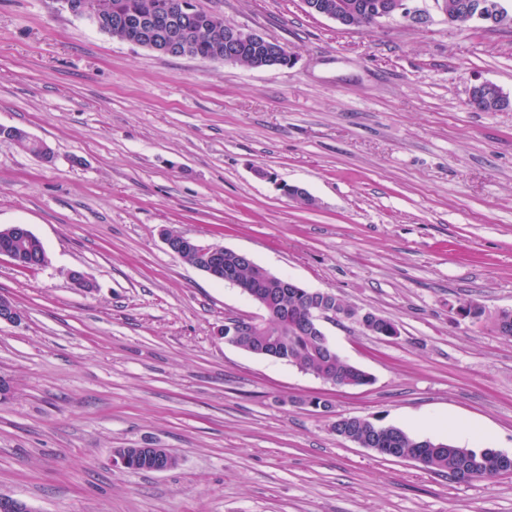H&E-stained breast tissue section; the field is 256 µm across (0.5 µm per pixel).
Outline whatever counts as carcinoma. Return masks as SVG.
Returning <instances> with one entry per match:
<instances>
[{
    "mask_svg": "<svg viewBox=\"0 0 512 512\" xmlns=\"http://www.w3.org/2000/svg\"><path fill=\"white\" fill-rule=\"evenodd\" d=\"M184 0H107L108 8L99 16L91 17L98 28L111 36L133 39L135 34L119 23L130 16L154 17L160 13L172 18L182 15ZM339 8L346 13L356 26L373 28L375 15L381 0H336ZM448 12L455 15L453 24L466 26L474 22L473 14L463 9L464 0H444ZM193 30L185 51L194 57L208 59L224 53V19L202 9H195L191 22ZM8 139L37 156L44 163L53 159L40 152L35 141L20 129L13 128ZM238 280L243 284H258L261 272L257 266L234 265ZM257 296H272L271 306L280 314L283 325L278 333L270 336L256 330L243 336H224V341L241 349L267 346L272 359L286 362L300 370L311 373L326 383L343 386H363L371 382L367 372L340 354H331V342L326 336H317L309 329L310 299L305 288H258ZM370 332L386 335L388 327L394 324L390 318L370 312ZM348 435L369 441L375 448H394L408 455L418 454L425 458L428 468L444 472L448 478L469 482L492 478L500 474L498 453L492 448L479 452L455 446L444 441L416 439L396 426L381 425L368 418L353 416L346 424Z\"/></svg>",
    "mask_w": 512,
    "mask_h": 512,
    "instance_id": "carcinoma-1",
    "label": "carcinoma"
}]
</instances>
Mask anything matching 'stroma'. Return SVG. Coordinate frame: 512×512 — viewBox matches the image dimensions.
Masks as SVG:
<instances>
[{
  "instance_id": "obj_1",
  "label": "stroma",
  "mask_w": 512,
  "mask_h": 512,
  "mask_svg": "<svg viewBox=\"0 0 512 512\" xmlns=\"http://www.w3.org/2000/svg\"><path fill=\"white\" fill-rule=\"evenodd\" d=\"M195 3L296 64L163 56L57 0H0V125L55 154L0 140V226L48 256L0 257L23 314L0 324V494L30 512H512V474L457 483L331 430L360 416L419 438L434 414L512 454V337L457 314L512 308V111L467 105L477 79L512 96V28L448 24L433 0L424 22L370 30L303 0ZM163 228L392 319L394 338L326 327L372 383L225 343L227 319L260 308L169 253ZM145 447L175 468L114 464ZM11 129H12V127H6V126L0 125V134H1V132H7ZM7 137L10 142H14V143L26 148L31 153H33L35 156H37L39 159H41L42 162H44V163H52L53 162L54 158H50L47 156V155H49V156L54 155V151L52 150V148L49 145H47L45 142L37 140L36 142L39 144L42 153H44V154H42L40 152L37 144L35 143V141L31 140L29 138L28 134L24 130L17 128V127H13L11 134L7 135ZM131 458L144 461L154 472L168 471L176 463L175 457L166 448H119L115 452L114 462L129 469Z\"/></svg>"
}]
</instances>
